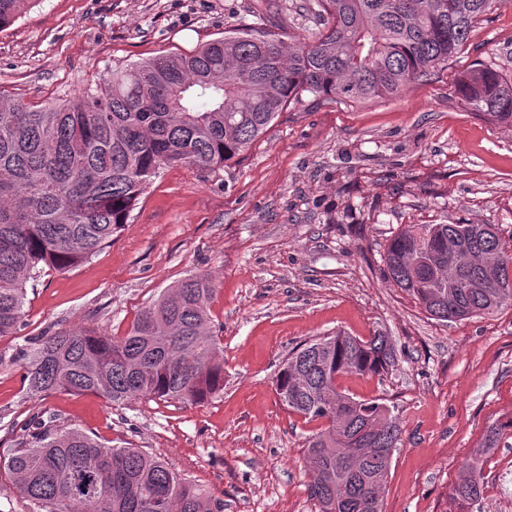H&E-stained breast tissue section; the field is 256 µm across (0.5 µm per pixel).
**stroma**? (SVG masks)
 Listing matches in <instances>:
<instances>
[{
  "mask_svg": "<svg viewBox=\"0 0 512 512\" xmlns=\"http://www.w3.org/2000/svg\"><path fill=\"white\" fill-rule=\"evenodd\" d=\"M256 21L294 43L320 30L310 0H36L0 30V95L69 99L113 64L191 51ZM478 61L512 75V0H494L448 64L399 94H306L224 168L161 169L111 243L42 275L21 329L0 337V455L39 415L166 459L224 512H318L304 448L321 425L288 412L275 377L306 341L381 334L396 353L389 373L337 384L399 417L384 512H456L463 464L512 412V308L434 319L388 282L382 253L407 224H492L512 236V125L484 121L455 93ZM204 273L224 350V388L208 401L27 393L19 347L75 328L125 335L165 289ZM482 477L472 512H512V438L485 456Z\"/></svg>",
  "mask_w": 512,
  "mask_h": 512,
  "instance_id": "35a3bbf8",
  "label": "stroma"
}]
</instances>
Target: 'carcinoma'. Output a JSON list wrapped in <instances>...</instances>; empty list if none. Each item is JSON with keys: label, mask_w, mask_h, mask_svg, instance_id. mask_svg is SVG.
<instances>
[{"label": "carcinoma", "mask_w": 512, "mask_h": 512, "mask_svg": "<svg viewBox=\"0 0 512 512\" xmlns=\"http://www.w3.org/2000/svg\"><path fill=\"white\" fill-rule=\"evenodd\" d=\"M34 0H0V29ZM492 0H315L324 29L310 42L262 22L224 31L188 53L115 64L71 99L45 104L0 96V337L24 316L26 285L76 267L112 241L164 166L224 167L308 93L362 102L400 92L448 63ZM458 97L512 125V77L482 63ZM392 283L430 316L457 322L512 307V238L493 224H408L383 255ZM457 277L448 280V268ZM196 275L166 289L124 336L77 328L21 350L27 393L94 392L114 405L152 398L199 404L224 389V356ZM395 364L386 336L344 333L294 348L275 379L288 411L325 428L306 448L308 490L319 512H358L368 491L383 512L401 428L389 406L339 390L344 375L382 377ZM29 439L0 470L32 512H224L159 457L112 447L34 417ZM512 436V413L489 425L452 490L457 512L482 494V456Z\"/></svg>", "instance_id": "cac0c4a2"}]
</instances>
